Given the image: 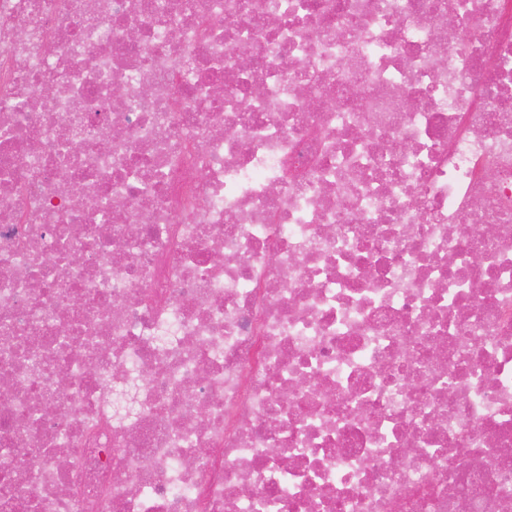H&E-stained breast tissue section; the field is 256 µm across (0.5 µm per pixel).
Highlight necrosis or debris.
I'll return each mask as SVG.
<instances>
[{
  "label": "necrosis or debris",
  "instance_id": "1",
  "mask_svg": "<svg viewBox=\"0 0 512 512\" xmlns=\"http://www.w3.org/2000/svg\"><path fill=\"white\" fill-rule=\"evenodd\" d=\"M0 512H512V0H0Z\"/></svg>",
  "mask_w": 512,
  "mask_h": 512
}]
</instances>
